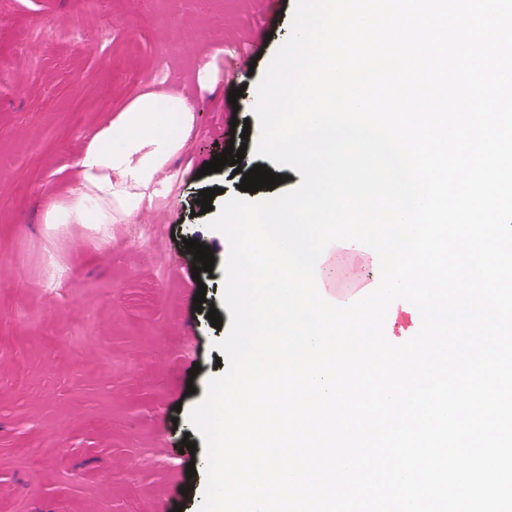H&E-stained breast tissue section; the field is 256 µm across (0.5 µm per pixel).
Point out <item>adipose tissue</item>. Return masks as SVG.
<instances>
[{"label":"adipose tissue","instance_id":"ef3b65f1","mask_svg":"<svg viewBox=\"0 0 512 512\" xmlns=\"http://www.w3.org/2000/svg\"><path fill=\"white\" fill-rule=\"evenodd\" d=\"M170 100L164 90L145 92L101 125L81 152L76 189L47 201L45 223L108 224L166 194L162 174L184 149L195 112L183 98L170 113Z\"/></svg>","mask_w":512,"mask_h":512}]
</instances>
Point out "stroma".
I'll use <instances>...</instances> for the list:
<instances>
[{
    "mask_svg": "<svg viewBox=\"0 0 512 512\" xmlns=\"http://www.w3.org/2000/svg\"><path fill=\"white\" fill-rule=\"evenodd\" d=\"M294 9L279 0L271 28L267 0H103L93 15L72 0H0V512H199L205 445L188 414L225 371L215 343L231 316L229 243L196 201L213 188L220 207L258 164L284 175L283 191L302 177L255 155L253 123L240 169L198 171L222 154L232 120L252 122L255 85ZM256 43L266 50L253 73L237 75L233 59ZM150 87L196 107L166 169L170 192L105 230L43 223L48 198L75 187L88 136ZM188 239L210 247L212 271L193 276ZM347 253L337 242L317 283L348 302L380 275ZM201 287L222 328L195 310ZM186 438L195 453L182 451Z\"/></svg>",
    "mask_w": 512,
    "mask_h": 512,
    "instance_id": "35a3bbf8",
    "label": "stroma"
}]
</instances>
